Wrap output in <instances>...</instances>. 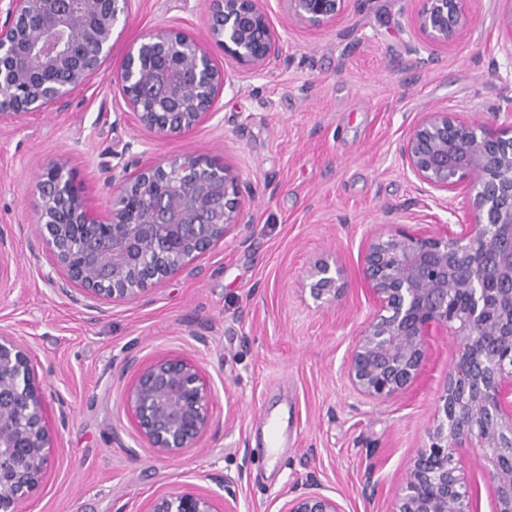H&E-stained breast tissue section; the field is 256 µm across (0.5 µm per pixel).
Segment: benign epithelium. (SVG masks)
I'll return each mask as SVG.
<instances>
[{
    "label": "benign epithelium",
    "instance_id": "benign-epithelium-1",
    "mask_svg": "<svg viewBox=\"0 0 512 512\" xmlns=\"http://www.w3.org/2000/svg\"><path fill=\"white\" fill-rule=\"evenodd\" d=\"M288 20L320 28L350 0H282ZM473 0H424L414 19L433 43H448L471 25ZM134 0H8L0 21V126L48 112L101 68L112 36ZM212 52L182 30L151 31L128 47L119 70L125 102L157 135L193 130L215 115L226 84L284 63L280 35L259 0H209ZM402 165L435 199L465 193V223L434 236L400 231L372 239L363 274L374 312L345 365L352 388L385 400L417 377L429 337L460 340L458 360L441 397L442 417L430 443L412 461L392 512H472L454 466L473 443L489 473L496 512H512V105L488 121L465 112L425 113L399 146ZM37 237L52 274L103 303L139 300L158 282L186 270L244 219L239 178L195 158L143 167L113 188L106 218L88 208L82 187L59 165L36 178ZM340 271L311 267L305 288L316 302L336 294ZM212 394L199 367L166 357L141 366L124 406L139 438L178 457L196 447L211 425ZM53 432L30 350L0 331V512L41 485ZM144 512H234L192 492L150 499ZM285 512H341L332 498L306 492Z\"/></svg>",
    "mask_w": 512,
    "mask_h": 512
}]
</instances>
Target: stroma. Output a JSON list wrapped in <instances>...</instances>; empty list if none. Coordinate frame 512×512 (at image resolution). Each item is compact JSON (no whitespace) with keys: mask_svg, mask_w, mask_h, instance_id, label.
<instances>
[{"mask_svg":"<svg viewBox=\"0 0 512 512\" xmlns=\"http://www.w3.org/2000/svg\"><path fill=\"white\" fill-rule=\"evenodd\" d=\"M261 5L284 65L225 87L217 115L190 133L161 137L126 117L117 74L128 45L151 30L177 26L209 44L206 0H136L98 74L52 111L0 127L11 265L0 329L31 350L54 431L49 470L23 512H143L177 491L280 512L312 482L343 512H392L441 418L455 338L433 337L416 380L383 401L354 391L344 365L374 311L362 273L369 240L432 235L464 218L463 197L443 204L419 191L397 147L422 113L482 120L512 102L504 4L474 0L471 26L441 45L410 24L422 0H351L320 29L289 22L282 0ZM119 153L130 177L186 157L224 166L246 186L247 215L147 297L99 305L45 282L35 178L64 165L103 216ZM322 260L340 269L326 304L302 286ZM165 356L196 362L213 394L210 429L175 458L149 448L124 407L136 369ZM479 454L463 449L457 473L472 512H493Z\"/></svg>","mask_w":512,"mask_h":512,"instance_id":"stroma-1","label":"stroma"}]
</instances>
